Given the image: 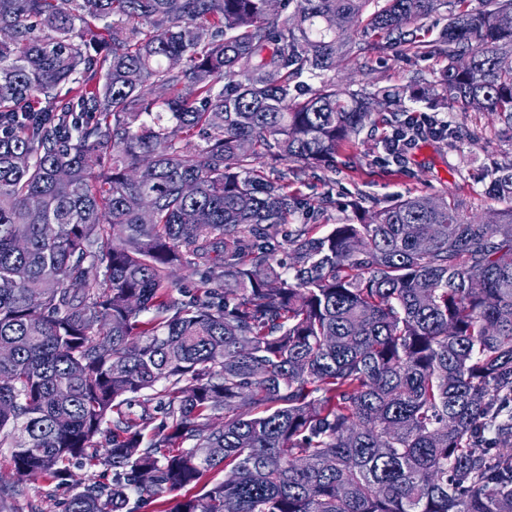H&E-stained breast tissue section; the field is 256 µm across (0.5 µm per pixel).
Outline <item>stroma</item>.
<instances>
[{
	"mask_svg": "<svg viewBox=\"0 0 512 512\" xmlns=\"http://www.w3.org/2000/svg\"><path fill=\"white\" fill-rule=\"evenodd\" d=\"M445 61L438 55L417 56L387 50L372 53L369 60L337 62L331 78L343 89L375 84L405 89L433 82ZM437 122L466 128L470 136L456 147L433 139L417 140L404 161L385 162L383 140L388 124L364 130L344 143L333 167L299 170L293 163L277 164L276 170L289 190L318 200L332 192L339 201L360 195L367 205L381 207L402 196L448 195L477 213L494 219L500 203L487 194L496 164L512 161V138L503 134L496 116L485 112H439ZM65 490L43 478L18 481L10 451L0 448V512H61Z\"/></svg>",
	"mask_w": 512,
	"mask_h": 512,
	"instance_id": "stroma-1",
	"label": "stroma"
}]
</instances>
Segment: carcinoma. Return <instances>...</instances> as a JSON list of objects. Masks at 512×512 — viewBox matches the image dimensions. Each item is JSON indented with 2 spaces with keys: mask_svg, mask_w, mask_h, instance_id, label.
<instances>
[{
  "mask_svg": "<svg viewBox=\"0 0 512 512\" xmlns=\"http://www.w3.org/2000/svg\"><path fill=\"white\" fill-rule=\"evenodd\" d=\"M468 2L0 0V447L18 479L65 488L64 512L134 495L512 512V163L494 224L421 195L353 199L357 222L328 231L336 197L264 168L324 166L402 111L328 76L374 50L439 54L410 98L511 132L512 0ZM443 11L431 44L418 22ZM176 266L196 292L174 295ZM83 463L105 480L73 479Z\"/></svg>",
  "mask_w": 512,
  "mask_h": 512,
  "instance_id": "cac0c4a2",
  "label": "carcinoma"
}]
</instances>
